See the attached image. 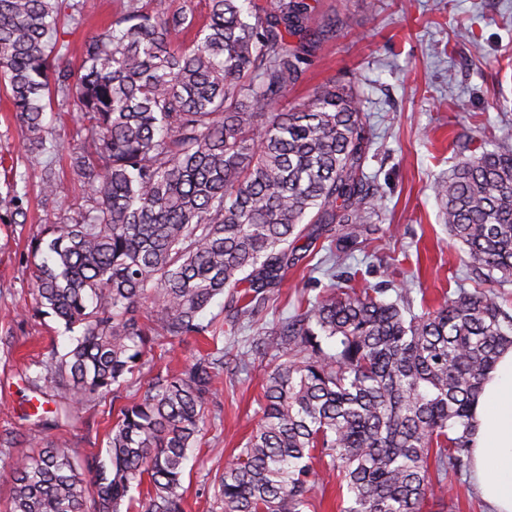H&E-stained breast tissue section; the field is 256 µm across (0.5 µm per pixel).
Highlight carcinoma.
I'll return each instance as SVG.
<instances>
[{
	"mask_svg": "<svg viewBox=\"0 0 512 512\" xmlns=\"http://www.w3.org/2000/svg\"><path fill=\"white\" fill-rule=\"evenodd\" d=\"M210 0L197 43L192 14L164 0H126L62 67L58 34L85 0H0V86L46 149L52 95L81 114L87 145L69 154L87 206L48 224L34 264L35 304L68 330L66 353L40 365L67 394L65 414L152 369L175 338L217 341L250 323L283 279L303 224H336L350 251L372 222L362 193L371 141L353 86L326 83L276 108L307 57L333 32L307 0ZM463 262L499 290H460L417 314L404 295L333 292L264 335L255 429L219 477L221 512H314V463L346 492L343 512H425L471 461L473 408L512 349V149L482 146L431 186ZM230 296L229 323L205 322ZM224 372L208 352L158 373L121 405L108 448L77 459L51 443L12 464L9 512H183L188 451Z\"/></svg>",
	"mask_w": 512,
	"mask_h": 512,
	"instance_id": "cac0c4a2",
	"label": "carcinoma"
}]
</instances>
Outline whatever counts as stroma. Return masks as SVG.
Returning a JSON list of instances; mask_svg holds the SVG:
<instances>
[{
    "label": "stroma",
    "instance_id": "stroma-1",
    "mask_svg": "<svg viewBox=\"0 0 512 512\" xmlns=\"http://www.w3.org/2000/svg\"><path fill=\"white\" fill-rule=\"evenodd\" d=\"M311 3L315 21L335 20L336 33L308 58L287 102L329 80L361 91L372 141L364 187L376 204L377 238L331 264L333 231L306 225L293 244V265L256 322L220 338L224 373L206 404L201 445L187 463L184 512H219L216 480L257 423L262 373L241 368L240 360L258 362L252 343L294 315L301 301L328 290L335 275L354 274L358 288L409 289L418 309L481 285L450 239L431 185L482 137L512 134V0ZM121 13L120 0H89L83 20L69 28L63 64L78 68L84 41ZM28 138L0 90V512L9 507L16 456L60 438L78 458L105 450L114 418L108 397L46 426L31 414L33 406L51 411L64 402L63 390L46 382L37 388L32 380L48 347L63 352L71 345L63 325L33 312L31 246L84 191L74 183L67 196L46 195L45 171L59 174L63 165L55 152H30ZM204 348L192 337L174 341L154 357L152 371L131 378L129 393L144 394L154 373L182 370Z\"/></svg>",
    "mask_w": 512,
    "mask_h": 512
}]
</instances>
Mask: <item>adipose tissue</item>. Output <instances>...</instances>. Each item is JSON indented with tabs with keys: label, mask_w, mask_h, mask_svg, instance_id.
I'll list each match as a JSON object with an SVG mask.
<instances>
[{
	"label": "adipose tissue",
	"mask_w": 512,
	"mask_h": 512,
	"mask_svg": "<svg viewBox=\"0 0 512 512\" xmlns=\"http://www.w3.org/2000/svg\"><path fill=\"white\" fill-rule=\"evenodd\" d=\"M474 417L477 488L491 512H512V349L488 373Z\"/></svg>",
	"instance_id": "ef3b65f1"
}]
</instances>
